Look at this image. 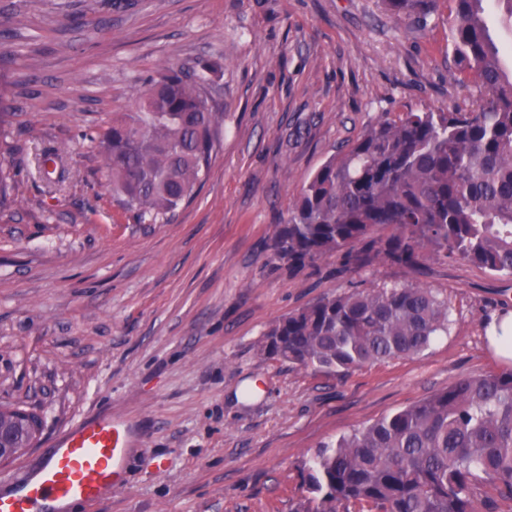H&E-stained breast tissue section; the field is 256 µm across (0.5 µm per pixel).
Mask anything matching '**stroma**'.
Wrapping results in <instances>:
<instances>
[{
  "mask_svg": "<svg viewBox=\"0 0 512 512\" xmlns=\"http://www.w3.org/2000/svg\"><path fill=\"white\" fill-rule=\"evenodd\" d=\"M124 2L0 0V406L42 419L38 442L0 465V493L63 430L108 415L129 429L122 481L73 512H290L322 446L512 369L486 338L512 311V276L336 254L291 269L272 249L303 182L383 113L469 104L448 4L423 27L384 0ZM205 61L222 66L220 143L192 200L139 222L113 201L95 137L147 80ZM382 284L446 298L447 334L344 377L260 355L277 318Z\"/></svg>",
  "mask_w": 512,
  "mask_h": 512,
  "instance_id": "35a3bbf8",
  "label": "stroma"
}]
</instances>
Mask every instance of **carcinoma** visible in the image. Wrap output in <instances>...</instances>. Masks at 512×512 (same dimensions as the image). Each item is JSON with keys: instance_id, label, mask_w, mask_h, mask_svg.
<instances>
[{"instance_id": "1", "label": "carcinoma", "mask_w": 512, "mask_h": 512, "mask_svg": "<svg viewBox=\"0 0 512 512\" xmlns=\"http://www.w3.org/2000/svg\"><path fill=\"white\" fill-rule=\"evenodd\" d=\"M450 2L448 50L475 102L385 115L327 159L274 238L288 267L342 252L359 266L465 260L512 276V71L487 28L486 0ZM437 3L386 0L422 23ZM223 124L205 78L169 69L151 79L98 137L117 202L143 222L168 220L192 197ZM446 332L448 302L383 285L275 320L259 351L344 375L418 355ZM304 472L309 495L294 512H497L512 502V371L460 379L322 447Z\"/></svg>"}]
</instances>
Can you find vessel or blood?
<instances>
[{
    "mask_svg": "<svg viewBox=\"0 0 512 512\" xmlns=\"http://www.w3.org/2000/svg\"><path fill=\"white\" fill-rule=\"evenodd\" d=\"M127 442V426L108 416L69 427L32 477L0 494V512H54L61 502L98 501L120 479Z\"/></svg>",
    "mask_w": 512,
    "mask_h": 512,
    "instance_id": "obj_1",
    "label": "vessel or blood"
}]
</instances>
